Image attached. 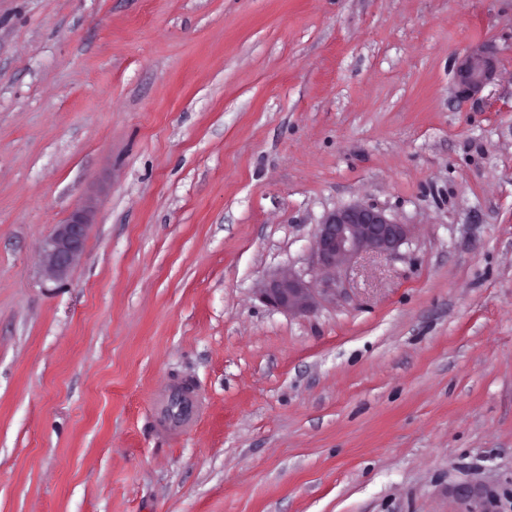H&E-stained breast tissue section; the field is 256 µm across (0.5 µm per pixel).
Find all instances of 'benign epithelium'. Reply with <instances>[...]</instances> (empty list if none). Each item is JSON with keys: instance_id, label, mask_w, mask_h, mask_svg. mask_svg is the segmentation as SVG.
<instances>
[{"instance_id": "7a95c632", "label": "benign epithelium", "mask_w": 512, "mask_h": 512, "mask_svg": "<svg viewBox=\"0 0 512 512\" xmlns=\"http://www.w3.org/2000/svg\"><path fill=\"white\" fill-rule=\"evenodd\" d=\"M496 60L485 47L469 50L458 63L455 80L466 93H477L492 79ZM92 212L86 206L72 211L63 224L56 225L42 255L44 273L62 277L80 258L91 226ZM408 236V227L389 219L383 211L364 203L338 208L317 225L314 259L320 269H334L362 252L386 255L394 252ZM328 292L318 287L316 277L284 270L272 278L262 295L273 307L288 313L313 310L318 297Z\"/></svg>"}]
</instances>
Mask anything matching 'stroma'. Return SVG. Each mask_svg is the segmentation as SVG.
Masks as SVG:
<instances>
[{
	"label": "stroma",
	"instance_id": "35a3bbf8",
	"mask_svg": "<svg viewBox=\"0 0 512 512\" xmlns=\"http://www.w3.org/2000/svg\"><path fill=\"white\" fill-rule=\"evenodd\" d=\"M0 512H512V0H0ZM496 71V60L484 46L469 50L458 63L455 80L466 93H477L492 79ZM408 236V227L364 203L337 208L317 224L314 259L319 269H336L362 252L386 255ZM91 220V210L81 206L72 211L65 223L56 225L41 259L48 277H62L77 262L83 252ZM334 288H318L317 278L284 270L272 278L262 295L273 307L288 313L303 314L313 310L318 297Z\"/></svg>",
	"mask_w": 512,
	"mask_h": 512
}]
</instances>
